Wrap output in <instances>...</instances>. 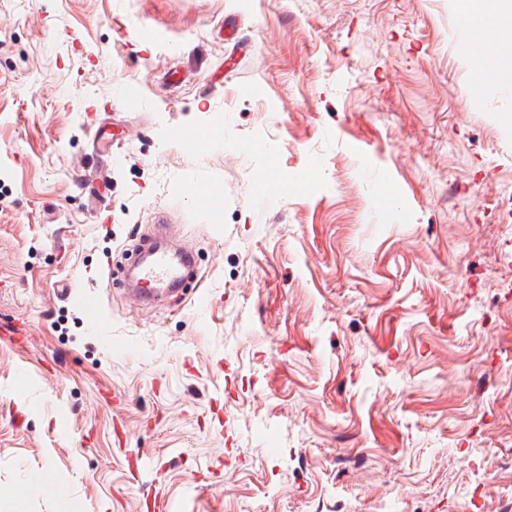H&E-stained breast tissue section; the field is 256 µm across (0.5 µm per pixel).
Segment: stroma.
<instances>
[{
    "instance_id": "stroma-1",
    "label": "stroma",
    "mask_w": 512,
    "mask_h": 512,
    "mask_svg": "<svg viewBox=\"0 0 512 512\" xmlns=\"http://www.w3.org/2000/svg\"><path fill=\"white\" fill-rule=\"evenodd\" d=\"M497 50L455 0H0V512L512 495ZM161 222L199 283L144 307L103 275ZM493 62H494V57L488 56L487 54H485L484 57L477 62L475 86H474L475 91H480L486 87V84H483V83H485L484 79L491 78V76L493 75L494 70L497 66H511L512 58L510 56H497L494 65H493ZM491 65H493V66L490 67ZM488 67H490V68L487 69ZM485 69H487V70L483 73V71ZM482 73H483L484 79L480 78ZM496 384L495 378L489 376L476 377L470 380L465 390L466 402L473 410H477L483 404V401L491 387Z\"/></svg>"
}]
</instances>
